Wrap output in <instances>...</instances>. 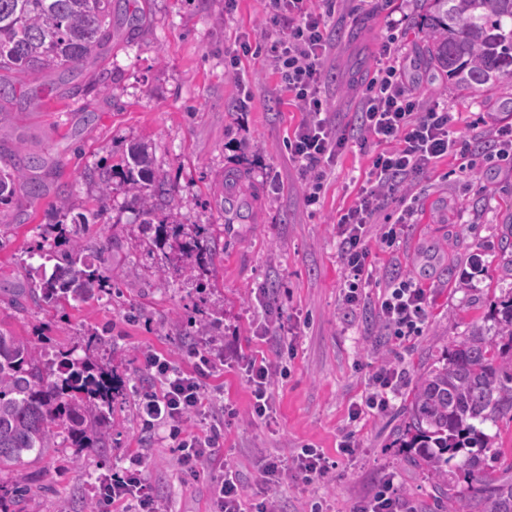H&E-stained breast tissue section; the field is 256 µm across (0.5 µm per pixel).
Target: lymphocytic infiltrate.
Here are the masks:
<instances>
[{"mask_svg": "<svg viewBox=\"0 0 512 512\" xmlns=\"http://www.w3.org/2000/svg\"><path fill=\"white\" fill-rule=\"evenodd\" d=\"M268 9L272 20L283 21L285 27L283 35L271 42L268 57L306 114L289 142V149L292 160L311 173L304 200L313 206L319 203L327 178L321 163L333 159L347 142L346 136L336 135L330 127L327 104L321 95L323 63L329 48L325 17L333 12V0H324L320 12L308 9L306 0H268ZM394 42L390 36L380 45L377 67L362 96L361 125L384 143L385 149L374 158L356 204L336 224L345 273L344 301L350 306L359 302L371 280L367 265L369 230L382 199L387 193L405 187L412 176L440 158L463 149L455 118L447 105L437 101L420 109L407 90L404 63L393 48ZM426 307L425 290L403 279L386 289L378 304V315L394 336H409L418 332ZM145 366L151 377L160 380L161 389L143 392L142 413L167 429L184 468L192 471L214 463L224 438L225 413L207 389L216 363L202 354L191 369L179 370L150 354ZM243 369L251 385V415L265 418L272 407L270 387L279 367L266 357L252 355L244 360ZM400 379L396 368L382 364L371 377V394L364 405L353 406L352 417H359L366 407L386 413L390 408L389 395ZM191 413L212 417L208 434L185 433L184 424ZM96 495L99 502L116 512H162L152 488L134 466L101 480ZM215 507V512H274L273 501L267 499L247 504L236 472L227 467L222 468L215 489Z\"/></svg>", "mask_w": 512, "mask_h": 512, "instance_id": "1", "label": "lymphocytic infiltrate"}]
</instances>
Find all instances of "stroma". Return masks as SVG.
<instances>
[{"mask_svg": "<svg viewBox=\"0 0 512 512\" xmlns=\"http://www.w3.org/2000/svg\"><path fill=\"white\" fill-rule=\"evenodd\" d=\"M224 3L123 0L112 15V43L97 64L112 75L109 90L85 77L55 81L40 105H14L0 127L1 147L47 162L39 171L46 186L40 200L19 191L0 208V325L41 346L91 357L112 369L120 385L108 448H59L1 473L0 481L30 488L14 512H96L98 478L139 456L163 512H211L212 469L185 471L164 428L141 416L139 399L153 385L146 352L186 368L191 350L214 339L225 356L260 350L288 367L271 383L273 409L263 420L251 417L250 387L237 368L220 367L210 381L217 398L238 411L224 425L222 453L248 501L271 493L278 512H309L315 501L325 512H351L389 477L414 512H439L429 480L398 447L397 430L419 374L441 361L449 343L512 288V247L503 246L512 231V160L491 156L485 145L497 126L512 125V112L502 108L512 100V78L488 93L450 86L423 54L421 0H336L326 20L331 49L322 92L333 125L349 141L327 167L319 204L309 207L288 151L304 114L266 55L279 29L267 23L264 0H235L229 11ZM130 19L136 32L126 27ZM391 31L408 87L422 104H447L468 150L441 158L404 193L385 198L368 243L373 278L350 314L342 303L336 221L357 201L364 174L382 149L361 127L360 94ZM244 41L251 52L239 75L229 74V57ZM135 144L148 147L165 174L180 222L209 227L217 254L199 281L163 271L155 232L144 227L138 203L125 190L123 165ZM228 167L243 168L256 191L250 223L224 221L219 197ZM87 170L110 173L107 196L84 179ZM405 194L415 199L413 222L395 244L385 243L380 235L396 222ZM63 195L67 210L52 216ZM81 213L94 214V223H77ZM45 237L86 240L114 271L120 294L57 307L16 298L14 289L31 285L30 267L46 275L54 270L53 262L33 255ZM476 253L482 266L474 271L469 260ZM398 278L429 295L420 331L402 339L389 335L376 309ZM195 320L212 322L211 336L189 335L187 324ZM264 326L271 331L266 341L259 335ZM93 333L100 342L85 351ZM385 361L405 372L389 411L350 422L352 404L365 396L370 376ZM349 434L357 450L339 455ZM306 445L336 463L325 479L310 484L292 467ZM272 455L282 469L270 487L262 468Z\"/></svg>", "mask_w": 512, "mask_h": 512, "instance_id": "1", "label": "stroma"}]
</instances>
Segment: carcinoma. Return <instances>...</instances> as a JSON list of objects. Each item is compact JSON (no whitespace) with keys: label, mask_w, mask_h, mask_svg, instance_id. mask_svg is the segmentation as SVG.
<instances>
[{"label":"carcinoma","mask_w":512,"mask_h":512,"mask_svg":"<svg viewBox=\"0 0 512 512\" xmlns=\"http://www.w3.org/2000/svg\"><path fill=\"white\" fill-rule=\"evenodd\" d=\"M423 47L429 64L461 90L488 92L512 77V0H425ZM112 41V0H0V124L17 101L20 78L83 73ZM35 156L0 168V205L16 188L33 199L42 186L29 177ZM126 190L145 223L158 220L155 242L169 239L170 263L186 280L212 260L204 224H180L166 210L165 176L144 148L131 151ZM55 261L40 279L38 300L56 306L114 287L110 271L79 240L60 249L47 239L37 251ZM113 374L72 352L51 355L26 336L0 327V472L23 456L71 448H107L112 437ZM402 426L405 448L448 500V512H512V462L500 466L497 436L479 425L512 420V299L492 326L477 320L448 345L447 357L420 375ZM22 484L0 482L9 507L27 496Z\"/></svg>","instance_id":"cac0c4a2"}]
</instances>
